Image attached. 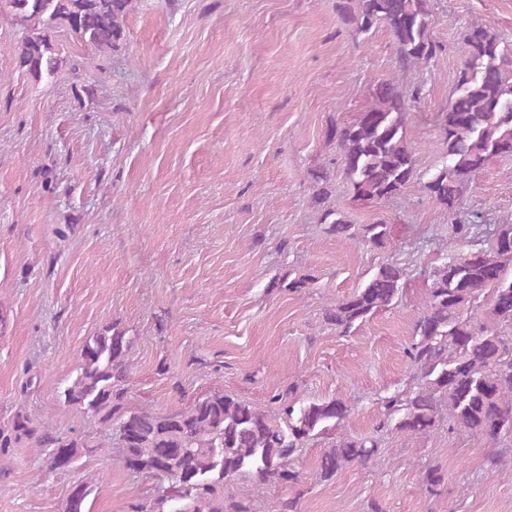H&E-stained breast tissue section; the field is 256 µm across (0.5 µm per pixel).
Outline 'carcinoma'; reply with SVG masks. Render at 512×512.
<instances>
[{
    "label": "carcinoma",
    "mask_w": 512,
    "mask_h": 512,
    "mask_svg": "<svg viewBox=\"0 0 512 512\" xmlns=\"http://www.w3.org/2000/svg\"><path fill=\"white\" fill-rule=\"evenodd\" d=\"M134 0H0V14L29 34L15 49L19 68L40 80L53 75L60 58L50 33L66 28L99 51L114 49ZM336 12L354 40L384 26L400 71L427 67L442 52L431 35L429 0H336ZM465 60L454 98L441 123L443 162L428 181L426 194L448 213L447 253L427 269L429 288L418 306L404 353L409 382L381 399L380 427L418 438L442 423L484 443L512 439V218L488 229L479 214L463 216L462 196L494 156L512 157V48L485 24L471 22L462 32ZM424 85L406 93L394 79L375 85L372 100L357 119L327 130L339 159L310 170L311 205L327 233L349 244L386 250L392 230L380 219L351 224L330 203L331 170L339 167L354 197L382 203L401 195L417 178L415 153L407 141L410 102ZM407 267L387 261L351 295L325 308L324 319L349 336L375 314L403 298ZM317 276L308 270L283 277L271 287L302 294ZM133 338L114 323L88 338L76 376L60 392L97 431L120 448L123 467L158 480L154 494L132 512H259L252 496L224 495V485L248 478L257 486L294 488L301 474L291 458L311 439L331 436L351 407L340 396L304 402L293 387L275 392L271 407L213 391L181 408L156 412L134 404L130 391ZM106 443L85 431L65 435L19 403L0 422V477L19 448H36L46 470L70 471ZM381 455L377 440L345 434L323 449L316 477L329 481L355 463ZM512 465L492 450L484 459L490 474ZM98 484L82 477L70 487L64 512H86Z\"/></svg>",
    "instance_id": "cac0c4a2"
}]
</instances>
